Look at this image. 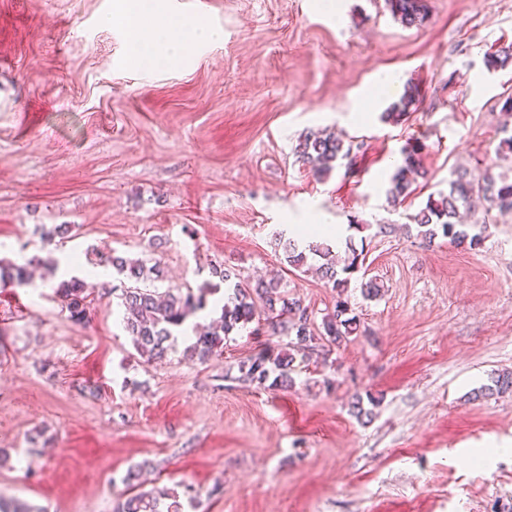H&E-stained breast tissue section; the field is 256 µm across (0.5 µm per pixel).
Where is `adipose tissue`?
<instances>
[{
	"label": "adipose tissue",
	"mask_w": 512,
	"mask_h": 512,
	"mask_svg": "<svg viewBox=\"0 0 512 512\" xmlns=\"http://www.w3.org/2000/svg\"><path fill=\"white\" fill-rule=\"evenodd\" d=\"M112 20L126 29L130 55L144 68L180 62L187 40L215 44L223 39L222 32L202 18L168 12L163 0H120Z\"/></svg>",
	"instance_id": "1"
}]
</instances>
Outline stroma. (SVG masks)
Segmentation results:
<instances>
[{
	"label": "stroma",
	"instance_id": "1",
	"mask_svg": "<svg viewBox=\"0 0 512 512\" xmlns=\"http://www.w3.org/2000/svg\"><path fill=\"white\" fill-rule=\"evenodd\" d=\"M418 26L386 0H166L223 30L148 71L107 21L116 0H0V258L54 256L82 274L99 253L153 258L159 288L197 287L221 263L281 278L314 325L336 293L288 264L273 233L311 219L363 224L366 259L345 296L359 321L296 357L294 384L243 382L238 364L289 336L243 329L222 356L149 362L96 283L85 324L50 283L0 288V494L46 512H115L128 468L192 487L194 512H512V214L474 250L407 233L451 169L492 166L512 112V0H427ZM417 85L416 112L381 115ZM309 129L352 147L320 177L294 148ZM428 172L400 206L385 190L407 142ZM59 224L75 238L43 239ZM381 297L368 300L362 281ZM379 397L371 422L350 411Z\"/></svg>",
	"mask_w": 512,
	"mask_h": 512
}]
</instances>
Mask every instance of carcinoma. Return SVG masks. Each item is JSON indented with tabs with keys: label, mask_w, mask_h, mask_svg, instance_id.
Instances as JSON below:
<instances>
[{
	"label": "carcinoma",
	"mask_w": 512,
	"mask_h": 512,
	"mask_svg": "<svg viewBox=\"0 0 512 512\" xmlns=\"http://www.w3.org/2000/svg\"><path fill=\"white\" fill-rule=\"evenodd\" d=\"M392 15L403 25L411 27L421 24L427 16V0H387ZM484 64L490 70L505 69L512 65V45L485 54ZM420 101L417 86L408 84L398 102L383 113V120L399 122L407 114L416 111ZM419 144H409L403 149V162L397 166L389 179L386 190L387 203L395 206L409 197L417 178L425 177L421 167ZM300 160L309 165L315 174L322 176L349 159L351 147L333 133L322 130L305 132L297 145ZM485 202V213L493 210L512 211V178L505 173H496L487 167L475 174L466 168L450 171L448 191L438 196H428L425 205L412 216L416 225V237L431 243L442 235L451 242L467 244L473 248L483 241V224H462L460 210L471 207L474 198ZM283 246L285 261L293 268H301L308 260L317 259V270L321 278L332 283L334 288H346L351 276L363 265V251L356 247L354 237L345 240L344 254L336 253L329 242L305 243L288 238L282 231L274 234ZM98 265L112 268L117 284L112 292L117 294L118 306L123 308L124 328L135 350L149 360H161L173 349L178 339L186 338L188 344L183 356L189 361L206 363L224 354V341L234 332L256 321H266L272 333L294 334L298 350H313L321 339L339 343L358 330L357 319L349 316L348 302L336 300L333 312L322 320V331L312 329L308 308L301 300L282 290L280 280H258L254 283L234 280V275L222 264L211 266L210 274L218 279L213 283L203 281L195 288H167L163 291L151 287V282L162 279L158 264L147 265L145 260H132L114 253L103 255ZM39 267L44 273L55 277L58 262L51 258L34 255L18 264L0 258V285L21 288L32 284V268ZM227 285L229 296L220 309L219 316L207 326L189 319L204 311L208 297ZM93 286L85 279L73 276L61 279L55 286V294L61 301L62 310L68 318L82 324L87 318ZM294 358L288 352L275 353L262 350L239 364L241 380L269 389H286L293 385ZM378 400L373 395L356 397L351 411L358 419L371 418ZM154 467L150 460L128 469L124 481L134 487L140 486L142 473ZM193 503L190 490L178 493L174 488L152 487L139 490L118 503L116 512H185L184 503Z\"/></svg>",
	"instance_id": "carcinoma-1"
}]
</instances>
